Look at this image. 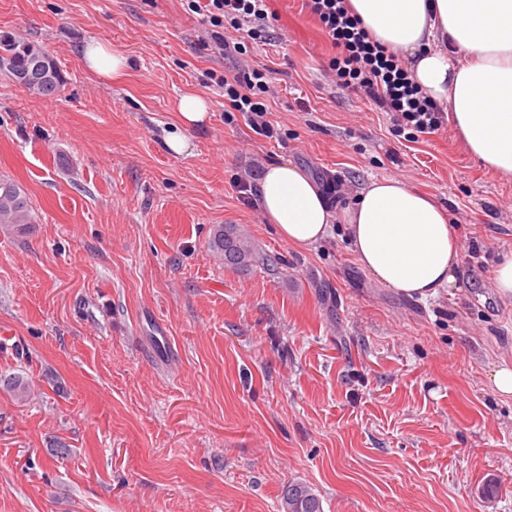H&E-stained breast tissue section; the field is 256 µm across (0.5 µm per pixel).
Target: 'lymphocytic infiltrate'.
Masks as SVG:
<instances>
[{
    "label": "lymphocytic infiltrate",
    "mask_w": 512,
    "mask_h": 512,
    "mask_svg": "<svg viewBox=\"0 0 512 512\" xmlns=\"http://www.w3.org/2000/svg\"><path fill=\"white\" fill-rule=\"evenodd\" d=\"M185 2L188 10L202 15L209 26L205 49L234 61L230 73L210 77L224 91L225 111L241 113L257 134L273 137L264 99L270 86L265 73L248 64L245 46L246 40L263 43L269 37L266 0ZM304 6L318 18L337 50L329 71L339 86L362 94L391 113L410 138L432 135L443 127L445 117L439 106L422 93L397 55L373 40L350 12L346 0H304ZM228 28L241 33V40L226 37L224 31Z\"/></svg>",
    "instance_id": "f902f5d3"
}]
</instances>
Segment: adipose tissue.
I'll return each instance as SVG.
<instances>
[{"label": "adipose tissue", "mask_w": 512, "mask_h": 512, "mask_svg": "<svg viewBox=\"0 0 512 512\" xmlns=\"http://www.w3.org/2000/svg\"><path fill=\"white\" fill-rule=\"evenodd\" d=\"M384 47L406 59L423 93L447 112L467 151L490 172L512 179V0H349ZM84 68L114 81L125 56L92 39ZM200 96L178 101L180 123L165 138L175 154L208 119ZM254 203L279 237L308 248L343 225L359 267L408 298L437 297L457 287L461 245L449 213L432 196L397 178L370 181L345 207H333L301 168L282 160L265 167Z\"/></svg>", "instance_id": "1"}]
</instances>
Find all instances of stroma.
<instances>
[{
	"label": "stroma",
	"instance_id": "obj_1",
	"mask_svg": "<svg viewBox=\"0 0 512 512\" xmlns=\"http://www.w3.org/2000/svg\"><path fill=\"white\" fill-rule=\"evenodd\" d=\"M274 137L224 116L184 0H0V35L39 45L60 91L0 73V173L39 216L0 230V512H280L310 484L324 512H512V299L491 273L512 253V180L455 128L408 141L391 114L332 82L335 55L303 0H266ZM124 78L87 72L90 39ZM207 100L189 153L164 144L180 96ZM280 159L340 198L394 177L446 206L458 288L421 302L361 270L342 225L313 248L239 201ZM233 224L279 275L208 248ZM81 51L80 59L84 68L102 80H118L127 69V58L119 53L112 52L100 40L91 39L87 41Z\"/></svg>",
	"mask_w": 512,
	"mask_h": 512
}]
</instances>
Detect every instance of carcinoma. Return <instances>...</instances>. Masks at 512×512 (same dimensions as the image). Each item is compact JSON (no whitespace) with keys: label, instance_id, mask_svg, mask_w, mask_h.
Returning <instances> with one entry per match:
<instances>
[{"label":"carcinoma","instance_id":"carcinoma-1","mask_svg":"<svg viewBox=\"0 0 512 512\" xmlns=\"http://www.w3.org/2000/svg\"><path fill=\"white\" fill-rule=\"evenodd\" d=\"M0 70H27L30 93L50 98L61 87L57 66L50 56L34 44L18 43L0 35ZM37 223L34 207L24 187L6 175H0V227L26 231ZM212 253L224 265L242 272L261 269L267 273L278 269V259L267 253L248 234L230 225L218 224L209 239ZM283 512H323L320 496L303 482H290L282 491Z\"/></svg>","mask_w":512,"mask_h":512}]
</instances>
